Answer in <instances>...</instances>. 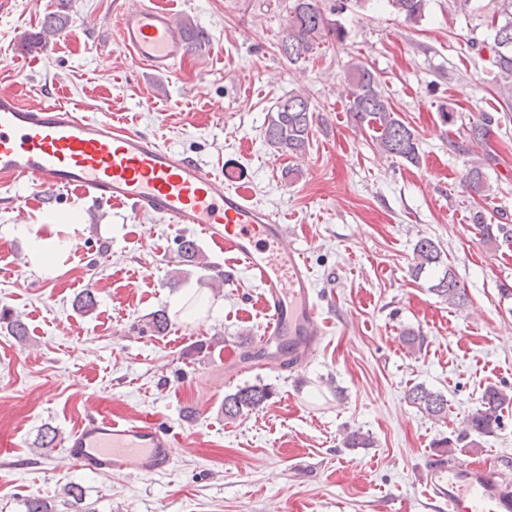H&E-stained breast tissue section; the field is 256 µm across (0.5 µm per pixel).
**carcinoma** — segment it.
I'll return each instance as SVG.
<instances>
[{
    "label": "carcinoma",
    "mask_w": 512,
    "mask_h": 512,
    "mask_svg": "<svg viewBox=\"0 0 512 512\" xmlns=\"http://www.w3.org/2000/svg\"><path fill=\"white\" fill-rule=\"evenodd\" d=\"M393 10L410 23H417L425 16L427 0H388ZM287 21L282 31L280 52L288 62L296 64L306 59L331 36L340 41L342 29L326 17L322 0H286ZM494 57L497 77L503 93L512 96V12L504 22L494 24ZM349 84L348 111L357 124L375 132L378 149L409 163L419 162L418 142L413 130L398 117L389 100L379 89L374 72L361 60L352 59L346 64ZM315 107L305 93L291 91L280 99L267 114L264 141L277 153L302 155L309 145ZM470 193L481 195L484 191V173L477 165L466 175ZM476 224L481 228L483 240L494 242L500 236H509L512 229L506 224H486L483 215L475 213ZM415 265L412 276L416 279L432 268L441 274L430 286L437 296L450 305L464 301V289L451 266L443 261V251L434 240L422 237L414 245ZM272 392L262 384L247 385L224 396V416L235 419L257 411L269 400ZM408 401L419 411L435 418L448 415V399L441 393L419 384L409 389ZM512 405L509 388L489 386L481 396L477 410L467 420L465 428L455 438L441 442L452 453L457 448H468L475 439L502 428L503 410ZM24 512H56L51 501L39 495H30L23 502Z\"/></svg>",
    "instance_id": "obj_1"
}]
</instances>
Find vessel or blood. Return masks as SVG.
Masks as SVG:
<instances>
[{
  "label": "vessel or blood",
  "mask_w": 512,
  "mask_h": 512,
  "mask_svg": "<svg viewBox=\"0 0 512 512\" xmlns=\"http://www.w3.org/2000/svg\"><path fill=\"white\" fill-rule=\"evenodd\" d=\"M118 41L137 64L169 74L189 51L173 10L120 0ZM26 181L45 194L71 190L96 205L122 204L170 224L198 225L258 281L266 345L287 344L288 364L316 354L325 320L304 250L278 215L225 184L187 153L116 120L61 103L23 102L0 91V185ZM175 431L148 419L87 414L67 457L103 473L156 474L174 464ZM429 496L442 512H512V481L437 456L427 460Z\"/></svg>",
  "instance_id": "1"
}]
</instances>
